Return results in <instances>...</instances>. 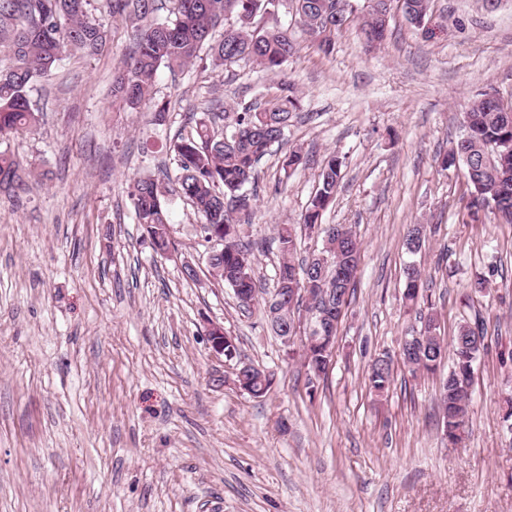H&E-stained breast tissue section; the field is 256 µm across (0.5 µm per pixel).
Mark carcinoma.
Masks as SVG:
<instances>
[{
	"label": "carcinoma",
	"mask_w": 512,
	"mask_h": 512,
	"mask_svg": "<svg viewBox=\"0 0 512 512\" xmlns=\"http://www.w3.org/2000/svg\"><path fill=\"white\" fill-rule=\"evenodd\" d=\"M276 0H0V48L7 50L11 63L0 69V138L39 122V107L30 98L34 83L49 79L72 49L98 55L108 49L111 33L105 17H121L132 28L131 45L112 73V98L129 112L142 106L155 114L158 122L169 112L168 103L146 105L160 68L182 71L199 62L210 61L215 68L239 63L252 64L265 71L282 74L297 51L294 32L278 25L261 26L259 21L276 9ZM347 0H288L294 25L311 39L318 51L328 55L333 38L342 28L336 13ZM400 8L407 22L429 19L430 0H367L354 16L359 36L368 49L382 44L390 32L392 11ZM302 98L296 85L281 80L260 98L245 104L224 106V134L217 135L211 120H196L194 132L170 143L176 163L175 176L159 180L145 176L133 181L129 197L136 223L140 224L154 249L166 254L173 246L169 206L174 197L182 198L200 218V234L224 236V254L208 267L217 273L234 295H246L249 309L259 302L261 283L255 266V243L244 240L243 225L250 223L253 210L246 186L258 180V163L271 146L285 139V131ZM308 157L299 149H288L282 169L296 170L307 165ZM345 161L332 153L323 160L318 184L309 198L301 226L325 236L320 255L325 263L298 261L299 241L292 224L276 225L280 261L275 271V287L282 289L283 303L277 308L275 323L283 334H291L295 315L301 311L319 317L323 310V290L333 291L343 304H350L361 255V243L352 227L340 225L343 232L330 236L331 226L323 216L336 198ZM444 168L460 165L471 197L470 206L490 209L512 223V105L482 95L466 113L461 133L451 141L442 156ZM23 163L0 151V191L13 192L22 185ZM425 239L422 224L410 226L406 236L409 252L421 251ZM402 299L412 309L423 296L420 266L404 268ZM419 336L421 342L401 357L412 374L434 372L452 351L453 364L440 391L442 422L448 444H462L469 420L468 388L471 374L484 349L483 329L464 324L452 343L437 333L432 314L424 328L410 332L406 339ZM311 372L325 373L333 356L325 345L302 350ZM391 359L375 358L368 365L366 378L371 394L380 399L394 381Z\"/></svg>",
	"instance_id": "1"
}]
</instances>
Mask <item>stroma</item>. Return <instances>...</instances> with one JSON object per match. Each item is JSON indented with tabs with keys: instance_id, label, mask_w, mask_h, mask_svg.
<instances>
[{
	"instance_id": "35a3bbf8",
	"label": "stroma",
	"mask_w": 512,
	"mask_h": 512,
	"mask_svg": "<svg viewBox=\"0 0 512 512\" xmlns=\"http://www.w3.org/2000/svg\"><path fill=\"white\" fill-rule=\"evenodd\" d=\"M432 32L394 15L364 51L355 28L323 55L301 40L288 72L303 107L286 133L306 167L260 163L247 228L256 273L273 288V228L298 223L323 159L345 156L328 224L361 242L355 291L336 355L311 377L288 358L263 308L243 310L205 264L191 206L174 200L175 249L157 255L134 219L128 186L174 169L165 144L195 126L194 108L249 102L276 83L252 65L160 69L152 88L170 110L157 125L108 94L127 51L68 54L31 94L37 127L0 140L31 167L17 197L0 193V512H512V433L499 403L512 392V224L471 213L461 170L437 158L482 94L512 102V0H432ZM426 227L409 255V225ZM197 265L186 279L184 261ZM420 263L439 332L481 314L485 348L470 388L464 447L442 439L436 373L398 368L372 398V359L397 355L419 324L403 307V268ZM489 276V293L474 291ZM240 358L215 354L209 324ZM270 371L256 399L238 389V362Z\"/></svg>"
}]
</instances>
